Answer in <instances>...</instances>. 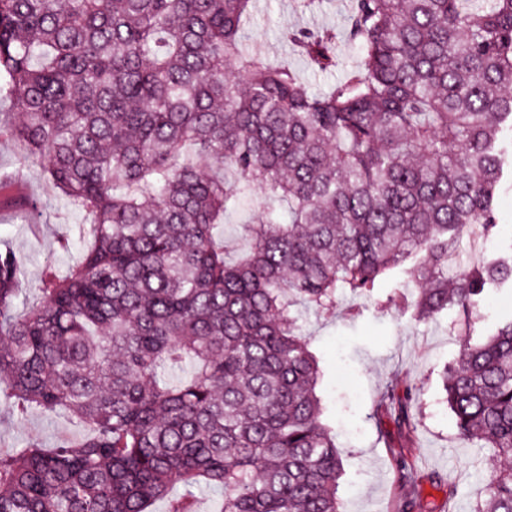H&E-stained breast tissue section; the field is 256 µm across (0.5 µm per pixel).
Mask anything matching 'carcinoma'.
<instances>
[{
    "mask_svg": "<svg viewBox=\"0 0 512 512\" xmlns=\"http://www.w3.org/2000/svg\"><path fill=\"white\" fill-rule=\"evenodd\" d=\"M254 0H0V125L85 214L90 241L17 314L21 264L0 250V400L87 429L0 454V512H341L342 460L295 325L337 289L415 322L512 291L505 254L459 259L463 230L502 235L512 151V0H353L355 65L317 93L243 43ZM314 70L336 35L288 31ZM230 258L224 215L255 191ZM443 388L457 434L498 449L478 512H512V312L467 333ZM416 389L379 402L413 426ZM401 512L418 476L392 441Z\"/></svg>",
    "mask_w": 512,
    "mask_h": 512,
    "instance_id": "obj_1",
    "label": "carcinoma"
}]
</instances>
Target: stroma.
I'll use <instances>...</instances> for the list:
<instances>
[{"mask_svg":"<svg viewBox=\"0 0 512 512\" xmlns=\"http://www.w3.org/2000/svg\"><path fill=\"white\" fill-rule=\"evenodd\" d=\"M351 11L352 0H314L305 9L296 0H255L247 31L250 47L288 59L311 89L328 90L358 53L348 38ZM321 28L336 31L338 61L334 68L316 71L281 33ZM81 220L78 211L68 210L44 171L24 162L20 144L0 139V249L12 250L23 263L20 299L25 304L38 301L46 266L61 271L72 266L77 252L63 249L60 241ZM511 301L504 296L499 304H485L468 317L452 311L429 323L414 322L401 309L344 290L336 294L333 313L318 316L298 309L297 325L319 362L316 392L336 424L344 470L338 490L343 512H396L399 488L387 438L398 428L377 413L381 394L395 379L420 391L412 411L413 454L423 477L419 512H475L487 496L498 454L458 438L440 373L457 361L465 330L490 331L498 320V305ZM84 433V427L64 414L32 410L20 420L9 408L0 409V449L6 451L30 442L50 447Z\"/></svg>","mask_w":512,"mask_h":512,"instance_id":"35a3bbf8","label":"stroma"}]
</instances>
